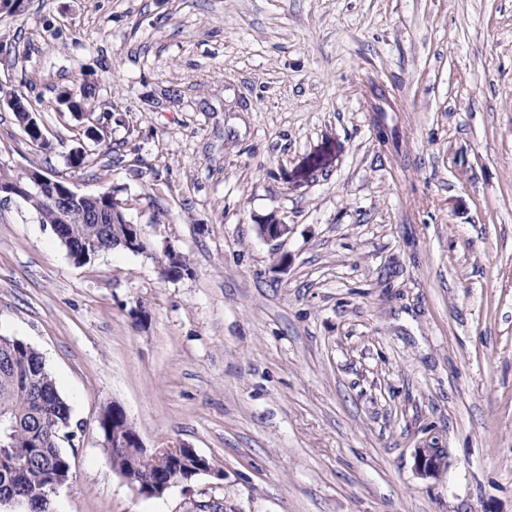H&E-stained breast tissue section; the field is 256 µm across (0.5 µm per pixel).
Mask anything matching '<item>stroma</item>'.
I'll return each instance as SVG.
<instances>
[{
  "instance_id": "stroma-1",
  "label": "stroma",
  "mask_w": 512,
  "mask_h": 512,
  "mask_svg": "<svg viewBox=\"0 0 512 512\" xmlns=\"http://www.w3.org/2000/svg\"><path fill=\"white\" fill-rule=\"evenodd\" d=\"M0 89L48 141L0 107V171L112 192L147 242L78 265L0 198V336L76 432L49 512H512V0H23ZM112 404L214 473L139 495ZM415 467L422 476H440L444 471L441 453L436 448H419L415 453Z\"/></svg>"
}]
</instances>
